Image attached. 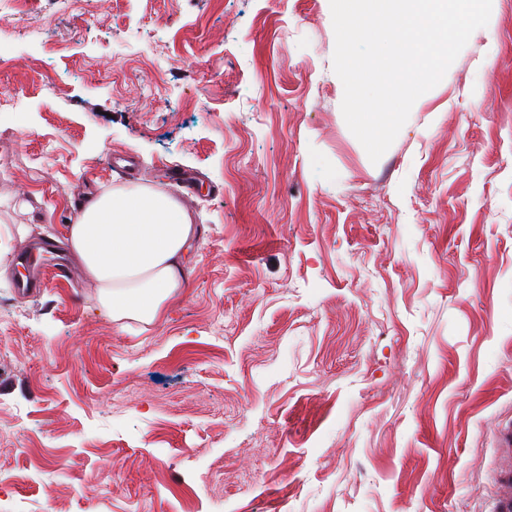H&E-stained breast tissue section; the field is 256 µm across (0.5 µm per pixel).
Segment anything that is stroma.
Returning a JSON list of instances; mask_svg holds the SVG:
<instances>
[{"mask_svg": "<svg viewBox=\"0 0 512 512\" xmlns=\"http://www.w3.org/2000/svg\"><path fill=\"white\" fill-rule=\"evenodd\" d=\"M0 31V512H492L512 422V0L378 162L327 0H35ZM202 233L155 324L80 264L88 195ZM25 208H18V201Z\"/></svg>", "mask_w": 512, "mask_h": 512, "instance_id": "1", "label": "stroma"}]
</instances>
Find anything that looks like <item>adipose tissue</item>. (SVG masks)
I'll list each match as a JSON object with an SVG mask.
<instances>
[{
  "label": "adipose tissue",
  "instance_id": "adipose-tissue-1",
  "mask_svg": "<svg viewBox=\"0 0 512 512\" xmlns=\"http://www.w3.org/2000/svg\"><path fill=\"white\" fill-rule=\"evenodd\" d=\"M199 228L174 196L139 185L89 198L64 240L119 330L157 322L185 284Z\"/></svg>",
  "mask_w": 512,
  "mask_h": 512
}]
</instances>
